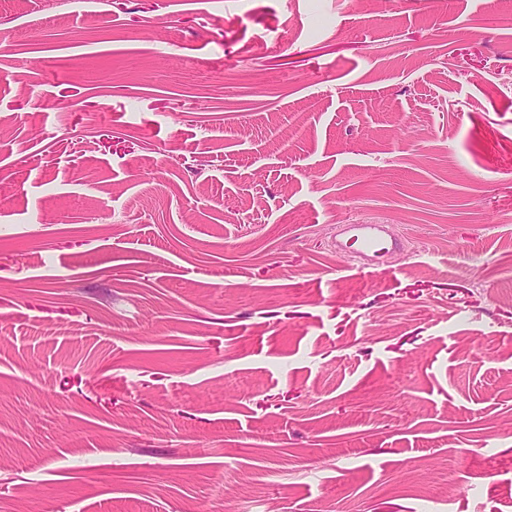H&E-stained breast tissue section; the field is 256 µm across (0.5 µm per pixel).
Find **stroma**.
I'll return each mask as SVG.
<instances>
[{
    "instance_id": "obj_1",
    "label": "stroma",
    "mask_w": 512,
    "mask_h": 512,
    "mask_svg": "<svg viewBox=\"0 0 512 512\" xmlns=\"http://www.w3.org/2000/svg\"><path fill=\"white\" fill-rule=\"evenodd\" d=\"M42 2L0 0V512H512V0ZM344 226L342 234L348 235V239L351 237L353 244H358L361 251L358 255L369 259L386 249L380 248L385 243L382 238L387 234L384 224H344Z\"/></svg>"
}]
</instances>
